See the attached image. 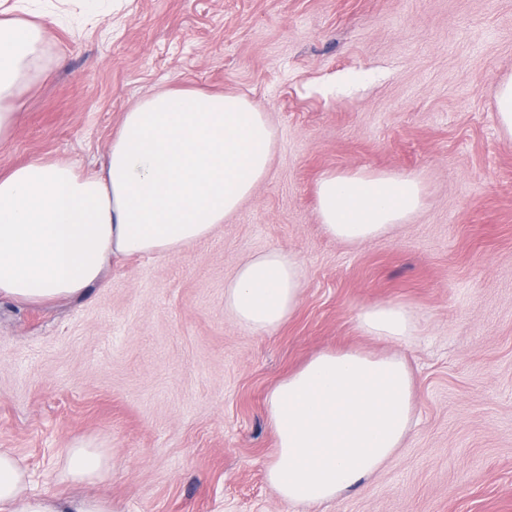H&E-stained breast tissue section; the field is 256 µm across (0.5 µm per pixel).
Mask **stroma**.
<instances>
[{"label": "stroma", "mask_w": 512, "mask_h": 512, "mask_svg": "<svg viewBox=\"0 0 512 512\" xmlns=\"http://www.w3.org/2000/svg\"><path fill=\"white\" fill-rule=\"evenodd\" d=\"M51 19L0 171L37 159L99 171L122 117L164 88L248 95L276 132L252 196L207 239L108 262L100 285L49 305L0 299V449L29 490L115 512H512V137L495 90L512 76V0H30ZM345 75L365 81L341 94ZM417 176L425 204L358 246L327 237V171ZM277 248L306 276L279 328L224 311V285ZM410 306L395 352L417 388L402 448L360 488L313 506L267 480L266 399L313 354L385 351L366 304ZM110 456L62 482L67 448ZM110 470V457L102 448L78 442L68 448L61 469V479L72 483L103 481Z\"/></svg>", "instance_id": "35a3bbf8"}]
</instances>
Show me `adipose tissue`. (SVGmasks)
<instances>
[{"label": "adipose tissue", "instance_id": "ef3b65f1", "mask_svg": "<svg viewBox=\"0 0 512 512\" xmlns=\"http://www.w3.org/2000/svg\"><path fill=\"white\" fill-rule=\"evenodd\" d=\"M0 19V141L15 127L20 97L48 39L45 21ZM275 131L235 94L168 89L125 112L101 174L39 159L0 174V297L47 303L84 295L109 259L171 255L209 237L266 176ZM325 234L349 244L387 234L424 204L417 176L364 169L324 173L316 188ZM304 267L271 248L249 257L224 289V308L258 334L280 327L300 302ZM364 335L410 340L407 305L378 302L358 314ZM414 380L399 355L325 351L281 380L266 401L277 451L267 479L297 504L336 499L379 472L401 448L414 411ZM104 449L76 443L62 480H104ZM21 458L0 450V512H112L111 501H61L28 493Z\"/></svg>", "mask_w": 512, "mask_h": 512}]
</instances>
